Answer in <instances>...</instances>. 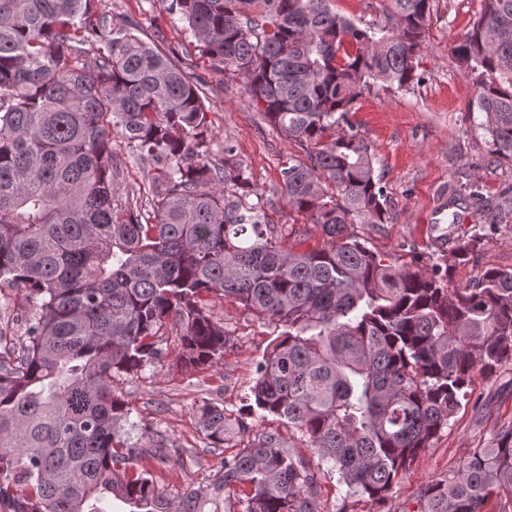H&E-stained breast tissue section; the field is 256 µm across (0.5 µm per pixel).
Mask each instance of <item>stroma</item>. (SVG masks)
<instances>
[{
    "instance_id": "35a3bbf8",
    "label": "stroma",
    "mask_w": 512,
    "mask_h": 512,
    "mask_svg": "<svg viewBox=\"0 0 512 512\" xmlns=\"http://www.w3.org/2000/svg\"><path fill=\"white\" fill-rule=\"evenodd\" d=\"M482 7V0H437L426 42L415 61L419 83L406 90L381 83L356 104L355 119L386 188L391 221L357 224L353 230L369 248L414 270L441 262L457 238L478 232L463 184L480 178L482 192L490 200L512 185V163L490 160L483 116L472 109L473 79L450 51L455 37L470 27ZM101 10L111 26L138 28L142 39L203 80L212 132L210 161L223 164L225 148H232L248 164L257 190L273 201L271 221L303 224V217L290 210L283 194L280 170L290 145L250 104L243 78L216 70L201 55L196 40L173 11L172 0H104ZM112 153L121 161L116 174L118 201L148 212L149 165L132 158L127 142L117 133L112 136ZM448 189L457 192L455 210L437 212L439 194ZM455 213L460 216L456 222L451 219ZM489 267L512 269V224L498 225L488 233L470 260L455 267L451 284H473ZM211 313L223 322L233 341L221 367L186 377L171 372L169 364L181 346L175 328L170 327L165 359L146 367L138 378L118 384L134 407L124 426L126 437L146 442L161 434L170 447L181 451L179 462L159 473L160 488L172 496L209 485L223 456L222 451L208 448L194 406L207 399L238 411L256 363L279 334L274 325L230 300H216ZM473 388L488 398L487 409L478 414L471 407L461 408L385 501L347 498L336 474L327 473L320 481L323 512H339L345 504L351 512H409L432 477L455 469L470 449L484 445L502 424L512 422L511 364L490 375L475 373Z\"/></svg>"
}]
</instances>
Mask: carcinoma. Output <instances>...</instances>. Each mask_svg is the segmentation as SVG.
Here are the masks:
<instances>
[{
    "mask_svg": "<svg viewBox=\"0 0 512 512\" xmlns=\"http://www.w3.org/2000/svg\"><path fill=\"white\" fill-rule=\"evenodd\" d=\"M95 2L0 0V285L33 304L0 353V512H101L106 494L131 512H322L325 465L347 495L386 499L463 404L484 409L474 372L512 363V270L451 288L452 266L385 264L348 230L390 221L356 100L414 83L436 0H387L382 23L331 0L172 3L201 53L241 74L304 153L280 171L301 229L269 221L273 202L231 150L209 160L203 81L135 28L109 26ZM483 3L451 51L473 77L491 154L512 162V0ZM114 131L153 172L151 223L114 199ZM471 198L480 223L512 224V186ZM313 232L322 244L301 249ZM481 244L461 238L452 256ZM215 297L284 328L247 408L300 433L311 458L264 430L224 455L207 489L170 499L156 474L170 448L120 435L133 405L116 382L164 357L171 324L178 371L218 367L231 338ZM196 420L213 448L246 428L209 400ZM503 494L512 422L429 480L413 512H492Z\"/></svg>",
    "mask_w": 512,
    "mask_h": 512,
    "instance_id": "cac0c4a2",
    "label": "carcinoma"
}]
</instances>
